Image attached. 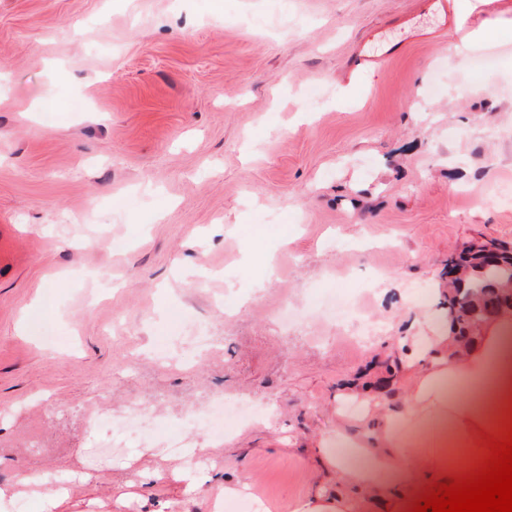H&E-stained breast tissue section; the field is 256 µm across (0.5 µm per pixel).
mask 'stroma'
Returning <instances> with one entry per match:
<instances>
[{
    "instance_id": "35a3bbf8",
    "label": "stroma",
    "mask_w": 512,
    "mask_h": 512,
    "mask_svg": "<svg viewBox=\"0 0 512 512\" xmlns=\"http://www.w3.org/2000/svg\"><path fill=\"white\" fill-rule=\"evenodd\" d=\"M380 31L399 49L356 66ZM469 35L427 0H0V483L147 512L149 469L179 512H294L330 482L315 444L401 407L384 362L436 335L449 253L512 244V27L450 69ZM188 438L247 498L183 495Z\"/></svg>"
}]
</instances>
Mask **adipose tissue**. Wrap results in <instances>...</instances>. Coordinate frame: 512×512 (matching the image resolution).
Returning <instances> with one entry per match:
<instances>
[{
  "label": "adipose tissue",
  "mask_w": 512,
  "mask_h": 512,
  "mask_svg": "<svg viewBox=\"0 0 512 512\" xmlns=\"http://www.w3.org/2000/svg\"><path fill=\"white\" fill-rule=\"evenodd\" d=\"M421 352L429 363L415 369L403 408H377L364 418L367 429L353 446L367 464L334 457L328 439H321L315 456L337 473L341 486H317L295 512H350L356 495L388 512L406 500L415 480L447 483L483 463L487 438L501 437L512 423V316L487 322L480 340L469 345L456 343L448 323H441ZM45 484L24 476L0 486V512L22 497L53 512L68 494Z\"/></svg>",
  "instance_id": "adipose-tissue-1"
}]
</instances>
